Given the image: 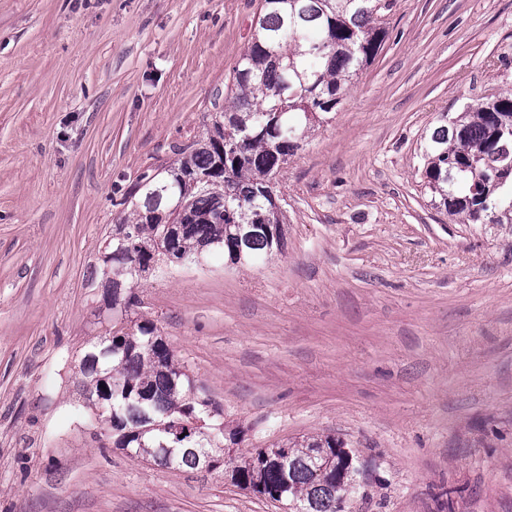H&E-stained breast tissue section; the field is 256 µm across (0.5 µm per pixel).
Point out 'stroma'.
Wrapping results in <instances>:
<instances>
[{"label": "stroma", "mask_w": 512, "mask_h": 512, "mask_svg": "<svg viewBox=\"0 0 512 512\" xmlns=\"http://www.w3.org/2000/svg\"><path fill=\"white\" fill-rule=\"evenodd\" d=\"M260 0H0V512H288L224 466L112 446L81 361L112 324L123 191L224 105ZM389 35L277 177L285 247L161 261L132 287L237 431L230 456L334 435L348 512H512V224L423 186L441 113L512 91V0H397Z\"/></svg>", "instance_id": "stroma-1"}]
</instances>
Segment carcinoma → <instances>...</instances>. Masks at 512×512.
Returning a JSON list of instances; mask_svg holds the SVG:
<instances>
[{"label": "carcinoma", "mask_w": 512, "mask_h": 512, "mask_svg": "<svg viewBox=\"0 0 512 512\" xmlns=\"http://www.w3.org/2000/svg\"><path fill=\"white\" fill-rule=\"evenodd\" d=\"M395 0H262L253 34L232 70L224 110L207 137L180 149L177 165L142 172L123 193L129 219L113 225L105 261L123 268L112 283V326L81 363L82 393L101 405L116 448L158 465L197 470L217 444L210 402L150 321L134 330L138 304L128 281L167 258L197 264L224 255V265H255L284 246L286 217L272 182L302 147L314 115L336 110L351 81L374 61ZM425 187L463 224H512V94H492L444 112L423 136ZM200 175L207 181H197ZM334 436L287 444L288 460L268 463L261 449L234 465L235 485L292 512H345L359 493L351 464L333 481L318 471L336 465Z\"/></svg>", "instance_id": "carcinoma-1"}]
</instances>
